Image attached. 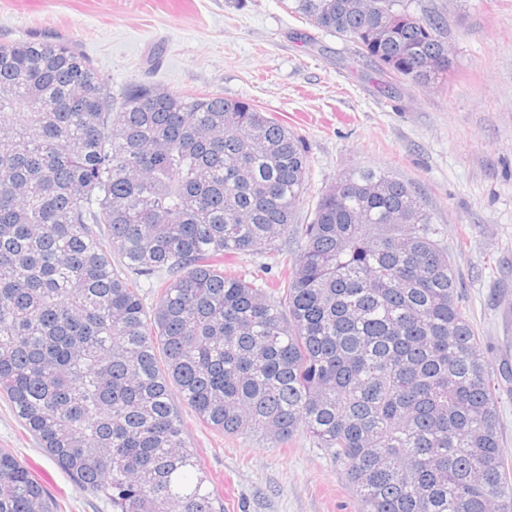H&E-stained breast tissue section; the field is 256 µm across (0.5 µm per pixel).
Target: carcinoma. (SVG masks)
<instances>
[{
  "instance_id": "1",
  "label": "carcinoma",
  "mask_w": 512,
  "mask_h": 512,
  "mask_svg": "<svg viewBox=\"0 0 512 512\" xmlns=\"http://www.w3.org/2000/svg\"><path fill=\"white\" fill-rule=\"evenodd\" d=\"M288 8L383 78L447 75L445 22L407 0ZM307 181L248 101L132 82L114 105L73 43L1 42L0 395L112 512H224L175 390L226 436L304 430L359 512H512L498 388L415 187L354 171L297 224ZM273 250L276 281L224 272ZM0 512H57L6 453Z\"/></svg>"
}]
</instances>
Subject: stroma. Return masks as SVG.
Here are the masks:
<instances>
[{"mask_svg":"<svg viewBox=\"0 0 512 512\" xmlns=\"http://www.w3.org/2000/svg\"><path fill=\"white\" fill-rule=\"evenodd\" d=\"M410 8L443 18L448 76L388 93L354 43L315 30L288 0H0V42L76 41L116 97L145 81L272 114L307 147L298 223L349 172L381 169L413 183L442 230L499 381V431L512 458V0H411ZM177 408L225 512H357L343 471L306 432L271 448L261 435L227 437L185 403ZM0 451L30 470L59 512H112L2 398Z\"/></svg>","mask_w":512,"mask_h":512,"instance_id":"obj_1","label":"stroma"}]
</instances>
